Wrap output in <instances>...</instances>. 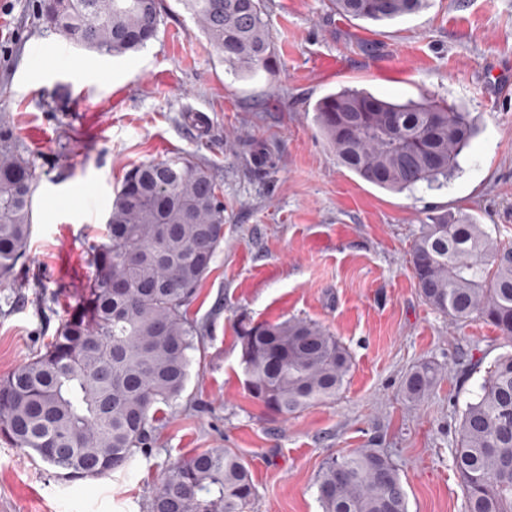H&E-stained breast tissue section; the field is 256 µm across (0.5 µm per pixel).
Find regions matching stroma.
Returning <instances> with one entry per match:
<instances>
[{
	"label": "stroma",
	"mask_w": 512,
	"mask_h": 512,
	"mask_svg": "<svg viewBox=\"0 0 512 512\" xmlns=\"http://www.w3.org/2000/svg\"><path fill=\"white\" fill-rule=\"evenodd\" d=\"M264 4L276 64L239 78L183 0H162L156 38L120 57L60 41L39 0H0V111L38 177L29 256L0 284V379L42 351L94 278L91 247L127 170L191 154L224 202V241L188 310L203 344L148 454L69 482L0 439V512H149L166 469L209 448L246 461L248 512H322L323 463L369 446L398 466L408 512H465L459 423L512 342L427 305L410 254L427 214L444 210L512 247V91L497 83L512 73V0H430L387 22L346 19L330 0ZM345 87L470 112L478 132L447 185L387 191L340 165L313 108ZM243 317L329 329L352 357L340 393L285 419L267 413L245 387ZM426 362L436 383L405 401L406 375Z\"/></svg>",
	"instance_id": "obj_1"
}]
</instances>
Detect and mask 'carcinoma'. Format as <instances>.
<instances>
[{
  "label": "carcinoma",
  "mask_w": 512,
  "mask_h": 512,
  "mask_svg": "<svg viewBox=\"0 0 512 512\" xmlns=\"http://www.w3.org/2000/svg\"><path fill=\"white\" fill-rule=\"evenodd\" d=\"M197 28L235 74L272 65L263 0H184ZM429 0H331L351 20L417 13ZM160 0H40L47 27L78 49L112 57L156 37ZM316 125L337 161L383 189L439 188L477 127L431 98L397 103L344 88L317 102ZM0 113V280L25 262L36 185ZM224 242V203L210 168L186 155L130 169L117 188L106 241L92 246L97 275L43 352L0 379V438L29 449L64 480L105 477L148 449L157 413L186 388L201 327L187 317ZM423 300L458 322L479 317L512 342V247L464 213L428 215L411 255ZM245 384L270 413L288 417L336 396L351 368L346 346L306 320L239 322ZM438 368L404 382L420 401ZM453 466L466 512H512V354L487 371L458 428ZM323 512H408L397 466L379 448L329 458L317 477ZM255 486L231 449L172 465L149 512H247Z\"/></svg>",
  "instance_id": "obj_1"
}]
</instances>
